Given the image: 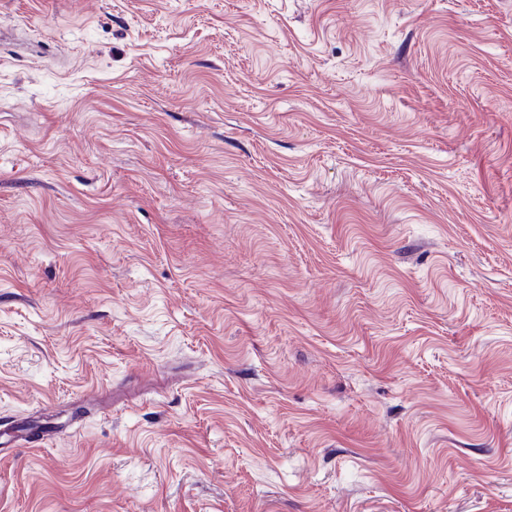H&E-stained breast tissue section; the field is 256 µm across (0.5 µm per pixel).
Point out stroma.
<instances>
[{"label": "stroma", "instance_id": "35a3bbf8", "mask_svg": "<svg viewBox=\"0 0 512 512\" xmlns=\"http://www.w3.org/2000/svg\"><path fill=\"white\" fill-rule=\"evenodd\" d=\"M0 512H512V0H0Z\"/></svg>", "mask_w": 512, "mask_h": 512}]
</instances>
